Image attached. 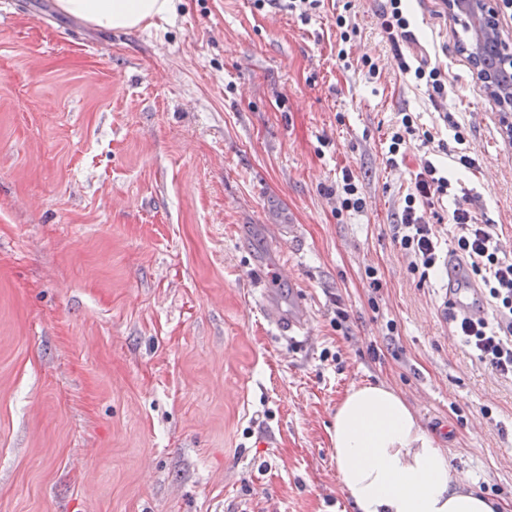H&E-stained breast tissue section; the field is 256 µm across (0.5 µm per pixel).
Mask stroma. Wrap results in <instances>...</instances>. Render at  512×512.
Masks as SVG:
<instances>
[{"label": "stroma", "mask_w": 512, "mask_h": 512, "mask_svg": "<svg viewBox=\"0 0 512 512\" xmlns=\"http://www.w3.org/2000/svg\"><path fill=\"white\" fill-rule=\"evenodd\" d=\"M174 4L105 31L56 0H0V512H350L328 432L366 382L511 501L512 380L456 336L447 267L420 280L393 240L428 160L451 181L422 210L440 253L459 207L512 238V136L461 23L410 0L415 38L395 48L385 0H321L305 21ZM398 51L439 67L446 98ZM403 112L420 133L392 167ZM347 171L365 205L340 214ZM270 223L297 230L277 294L306 299V345L271 333L245 276ZM396 62L399 70L405 74L412 72V65L406 60L403 54H397ZM417 65L414 67L413 75L418 82H424L429 96L435 100L443 99L445 91L447 94L446 84L442 72L438 67L431 66L425 59H417Z\"/></svg>", "instance_id": "stroma-1"}]
</instances>
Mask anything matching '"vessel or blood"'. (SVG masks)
Masks as SVG:
<instances>
[{"label": "vessel or blood", "mask_w": 512, "mask_h": 512, "mask_svg": "<svg viewBox=\"0 0 512 512\" xmlns=\"http://www.w3.org/2000/svg\"><path fill=\"white\" fill-rule=\"evenodd\" d=\"M250 274L256 281L265 285L260 310L269 327L275 330L278 336L290 340L308 339L311 313L304 299L298 297L291 306H282L270 286L271 280L275 278L293 280L294 275L288 267L287 258H280L277 266L274 267L260 262L255 263L250 269ZM448 300L455 314L481 316L485 313L481 291L477 285L473 284L459 292L449 294Z\"/></svg>", "instance_id": "vessel-or-blood-1"}]
</instances>
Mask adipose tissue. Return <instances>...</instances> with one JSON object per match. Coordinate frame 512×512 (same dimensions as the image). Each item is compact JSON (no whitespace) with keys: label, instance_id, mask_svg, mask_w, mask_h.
I'll return each mask as SVG.
<instances>
[{"label":"adipose tissue","instance_id":"ef3b65f1","mask_svg":"<svg viewBox=\"0 0 512 512\" xmlns=\"http://www.w3.org/2000/svg\"><path fill=\"white\" fill-rule=\"evenodd\" d=\"M56 6L112 30L136 29L174 10L173 0H56ZM329 440L353 512H512L461 479L447 449L386 384L348 389Z\"/></svg>","mask_w":512,"mask_h":512}]
</instances>
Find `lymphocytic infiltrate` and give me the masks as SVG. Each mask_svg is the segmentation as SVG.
Returning <instances> with one entry per match:
<instances>
[{
	"label": "lymphocytic infiltrate",
	"mask_w": 512,
	"mask_h": 512,
	"mask_svg": "<svg viewBox=\"0 0 512 512\" xmlns=\"http://www.w3.org/2000/svg\"><path fill=\"white\" fill-rule=\"evenodd\" d=\"M451 183L432 163H425L415 177L414 188L404 198L394 240L411 259V269L428 278L440 261L438 239L426 224L420 205L433 204L446 196ZM452 220L457 229L453 255L464 259L481 284L490 318L454 317V328L472 356L496 374L512 379V256L507 255L486 224L476 223L466 209H455Z\"/></svg>",
	"instance_id": "f902f5d3"
}]
</instances>
